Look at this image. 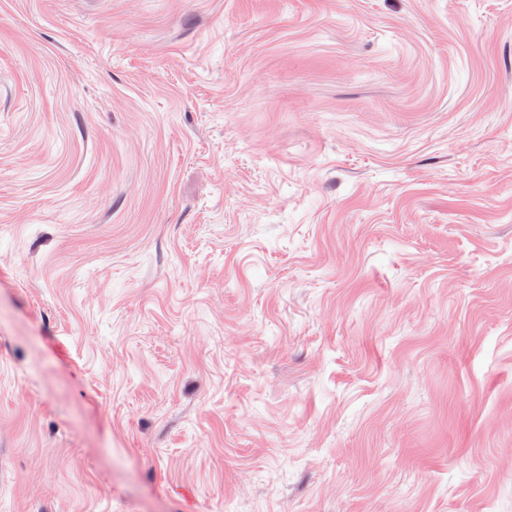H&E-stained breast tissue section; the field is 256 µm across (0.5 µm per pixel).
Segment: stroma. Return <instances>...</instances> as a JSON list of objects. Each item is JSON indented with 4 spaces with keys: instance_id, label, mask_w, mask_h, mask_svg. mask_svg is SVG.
I'll list each match as a JSON object with an SVG mask.
<instances>
[{
    "instance_id": "35a3bbf8",
    "label": "stroma",
    "mask_w": 512,
    "mask_h": 512,
    "mask_svg": "<svg viewBox=\"0 0 512 512\" xmlns=\"http://www.w3.org/2000/svg\"><path fill=\"white\" fill-rule=\"evenodd\" d=\"M512 0H0V512H512Z\"/></svg>"
}]
</instances>
